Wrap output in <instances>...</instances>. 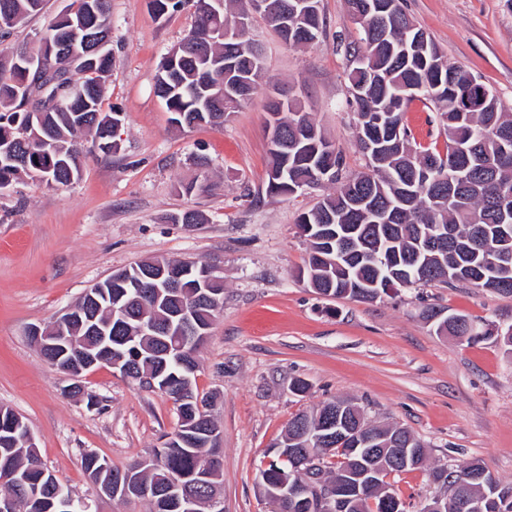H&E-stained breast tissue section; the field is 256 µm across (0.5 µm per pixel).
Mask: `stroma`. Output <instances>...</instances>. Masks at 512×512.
I'll return each mask as SVG.
<instances>
[{
  "mask_svg": "<svg viewBox=\"0 0 512 512\" xmlns=\"http://www.w3.org/2000/svg\"><path fill=\"white\" fill-rule=\"evenodd\" d=\"M73 0L0 36V49H34ZM324 29L292 47L260 15L251 32L264 73L253 99L223 127L179 128L154 90L166 52L192 27V8L155 18L148 0H112L114 66L103 111L123 114L111 154L84 137L78 181L49 187L22 178L0 189V407L21 415L42 465L91 512H147L144 501L98 493L82 469L94 452L123 468L149 457L176 429L166 396L109 366L68 379L27 335L113 272L157 258L205 262L224 281V308L197 353L195 381L219 420L224 512H272L258 473L289 420L334 399L353 400L374 423L406 427L431 465L482 461L512 484V348L437 335L423 316L436 306L492 329L512 326V296L468 283L396 288L373 302L329 299L299 281L309 244L297 219L327 187L272 196L268 102L300 100L346 169L365 171L347 106L349 63L337 35L356 38L346 0H320ZM449 64L473 73L512 112V0H403ZM209 170H200L198 157ZM197 183L192 194L183 185ZM199 211L202 223L171 215ZM305 391L290 387L293 380ZM408 512L436 494L428 471L390 476Z\"/></svg>",
  "mask_w": 512,
  "mask_h": 512,
  "instance_id": "35a3bbf8",
  "label": "stroma"
}]
</instances>
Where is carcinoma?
Wrapping results in <instances>:
<instances>
[{"label": "carcinoma", "instance_id": "1", "mask_svg": "<svg viewBox=\"0 0 512 512\" xmlns=\"http://www.w3.org/2000/svg\"><path fill=\"white\" fill-rule=\"evenodd\" d=\"M44 0H0V16L8 14L12 22L0 27L8 31L39 13ZM99 4L94 26L103 37L111 38V0H73L71 16L89 13V5ZM153 11L164 15L187 4L194 9L195 23L181 43L191 46L189 59L161 60L155 93L173 114L178 125L221 127L224 125V105L238 109L251 100L263 73L261 50L242 30L240 38L230 44L207 39L210 27L224 24V13L214 14L212 0H150ZM350 12H361L355 18L358 38L344 45L353 67L347 74L350 99L348 106L355 118L356 143L367 158V170L348 176L344 159L336 152L332 176L320 182L317 178L315 151L330 144L322 131L301 108L288 101L273 104L272 131L288 137V147L281 148L270 140L272 158L266 191L282 195L274 183L290 186L303 184L302 194L322 184L334 191L325 195L311 209L299 216V226L310 243L307 261L298 277L314 290L330 298L372 301L392 288L415 285L470 283L477 288L512 295V223H501L500 201L503 189L512 191V113L502 106L485 105L480 86L461 74L460 67L450 66L431 38L424 37L404 9L375 16L366 13L372 0H346ZM261 15L279 37L308 30L323 32L319 9L303 11L296 0H269ZM405 40L411 44L405 57H393L390 44ZM232 57L241 63L237 70L222 66V59ZM43 69L26 72L20 51L0 50V182L14 181L23 176L37 179L48 186H68L78 180L82 171L84 150L79 134L91 132L97 149L108 155L112 150L102 146L104 131L110 129L112 112H104L101 104L105 78L112 71V48L97 54L84 52L81 46L65 56L56 52L44 54ZM422 88L416 99L432 104L439 125L447 138L444 149L417 139L405 120L407 105L400 104L395 94L405 86ZM70 90L69 97L55 104L59 90ZM381 119L380 128L386 138L379 150L366 144L371 122ZM434 167L432 179L420 185L417 193L406 200L391 224H375L351 216L348 210L350 191L355 189L372 197L379 208L397 203L401 196L402 174L420 168L422 163ZM456 174L454 183L448 175ZM442 226L448 236L437 238L430 249L418 244L421 230L434 232ZM351 235L363 240L359 252L348 255L340 246V238ZM192 273L183 278L182 287L145 288L137 301L120 296V289L110 288L112 301L126 305L125 319L110 320L107 303H91L87 310L97 315L96 322L112 347L140 355L130 361L127 377L144 388L151 376L163 394L173 400L178 427L163 447L154 451L156 463L147 469L136 461L124 469L113 467L105 458L90 452L82 456V467L93 484L117 489L118 481H130L136 488L164 491L180 482L195 494L200 502L211 487L218 485L221 461L217 443L205 446L200 434L204 424L215 425L213 416L194 389L196 359L171 356L167 368H162L155 352L175 337L167 335L141 336V320H164L169 314L186 307L195 319L205 325L213 323L224 306V284L220 281L201 283L205 265L190 262ZM425 318L433 323L439 335L465 337H500L512 346V326L504 332L480 327L461 314H448L441 308L428 307ZM74 319L67 334L76 343L62 350L52 346L58 326L47 325L42 334L50 347L44 357H57L59 364L74 366L81 363L83 341L89 338L81 319ZM323 406L309 413H299L288 421L281 447L272 449L274 459L267 467L268 480L275 482L285 473L302 482L322 486L336 481L348 469L377 468L382 485H367L358 489L360 505L350 512H394L406 509V503L385 502V496L397 494L383 490L391 474L413 471L426 466L427 452L422 442L408 430L398 426H372L368 432L380 438L384 448H415L418 459L403 467L387 458L372 455L359 448L350 450L338 441L314 440L322 420ZM21 416L0 407V477L11 475L1 483L7 496L20 499V512H57L56 483L41 480L43 467L38 463L37 450L17 442L8 433ZM314 451L309 465L294 467L288 449ZM470 465L456 468L440 466L430 470L432 483L442 488L469 476ZM498 494L509 497L501 504V512H512V484H504L492 473L487 480H465L462 494L476 498Z\"/></svg>", "mask_w": 512, "mask_h": 512}]
</instances>
